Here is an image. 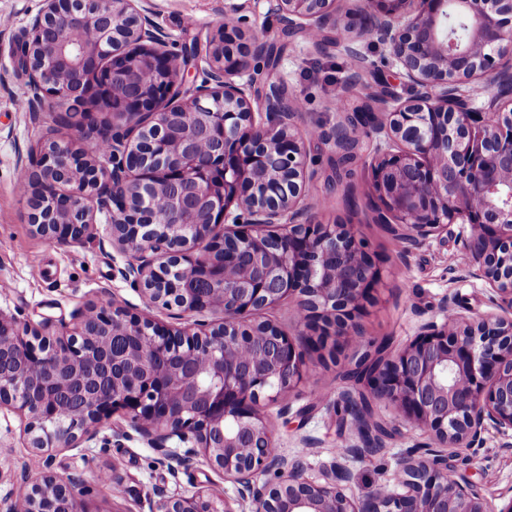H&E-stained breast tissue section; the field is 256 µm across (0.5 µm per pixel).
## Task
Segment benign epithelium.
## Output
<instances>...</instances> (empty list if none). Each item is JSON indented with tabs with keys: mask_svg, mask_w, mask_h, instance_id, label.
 <instances>
[{
	"mask_svg": "<svg viewBox=\"0 0 512 512\" xmlns=\"http://www.w3.org/2000/svg\"><path fill=\"white\" fill-rule=\"evenodd\" d=\"M267 2L316 49L328 32L347 34L341 46L356 71L366 67L362 39L385 48L413 94L387 88L371 100L378 222L411 246L468 225L467 270L493 292L496 311L448 307L400 347L364 342L361 318L381 271L354 225L313 224L303 204L309 147L317 139L340 156L335 133L302 128L283 83L257 85L247 44L198 38L177 55L134 0H44L18 54L34 90L27 106L35 119L45 98L111 111L101 126L86 118L94 153L112 152V167L71 141L40 142L30 223L65 245L91 236L100 213L130 256L122 275L148 303L223 318L172 330L113 303L90 305L72 333L54 336L46 320L0 313V410L23 418L29 448L48 457L94 441L117 415L150 446L173 449L172 471L200 454L237 486L235 503L219 489L161 491L158 512H494L448 474L441 449H475L490 429L512 447V0H357L359 32L334 0ZM485 74L493 89L478 107L471 82ZM269 152L280 159L271 184L259 176ZM158 158L168 222L193 214L183 239L144 209L146 166ZM205 239L208 253L194 255ZM286 298L295 334L241 321ZM343 343L358 348L347 373L360 377L341 397L383 401L430 440L426 453L401 459L393 483L357 498L344 492L350 473L337 461L305 476L276 451L265 420L302 385L312 355L333 361ZM82 496L79 481L46 474L3 512H87Z\"/></svg>",
	"mask_w": 512,
	"mask_h": 512,
	"instance_id": "1",
	"label": "benign epithelium"
}]
</instances>
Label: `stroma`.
Returning a JSON list of instances; mask_svg holds the SVG:
<instances>
[{"label":"stroma","mask_w":512,"mask_h":512,"mask_svg":"<svg viewBox=\"0 0 512 512\" xmlns=\"http://www.w3.org/2000/svg\"><path fill=\"white\" fill-rule=\"evenodd\" d=\"M42 6V0H0V312L20 323L52 318V330L59 333L73 325L78 308L114 301L132 314L147 312L165 326L180 327L184 319L179 310L147 308L140 292L121 276L127 257L113 245L110 225L98 223L94 237L52 248L28 222L29 202L38 187L20 179L18 155H30L48 137L73 139L88 152L97 139L93 130L62 126L56 112L43 113L35 122L17 106L18 101L28 100L29 91L15 74L12 54L27 40L28 22ZM138 6L154 10L159 25L180 47L223 32L225 8L239 7L240 30L259 34L278 50L274 70H267L261 56L250 58L251 68L273 73L288 86L302 108L303 125L309 128L328 129L345 120L349 109L376 91L378 82L397 87L402 97L411 94L401 86L385 49L366 39L361 50L370 70L346 99H338L350 73L344 52L330 47L321 53L303 37L283 38L280 24L262 0H139ZM357 137L366 149L358 154L349 174L338 180L331 176L330 146L312 144V177L306 194L312 223L356 225L379 262L382 279L377 300L362 319L367 340L390 336L398 345L409 342L423 323L441 320L450 303L475 314L490 311L488 289L463 275L464 249L458 238L442 235L408 248L386 225L374 222L368 202L374 135L362 127ZM349 196L357 199V209L346 206ZM353 351L350 345L342 348L334 363L310 362L303 385L286 396L288 415L270 408L268 423L280 453L300 459L310 474L333 461L344 464L353 475L350 490L358 495L369 487L392 483L400 458L425 445L427 437L414 424L394 418L379 402L375 410L390 432L382 450L373 455L346 454V447L357 444L359 438L350 418L337 414L336 404L347 387L342 365ZM502 442L496 431L485 433L473 453L474 464L465 467L459 461L471 454L468 449L445 451L449 466H460L495 512H507L512 506V449ZM48 470L80 480L89 512H157L162 489L196 491L216 485L228 497L237 495L235 485L204 459L174 473L162 452L138 434L122 437L108 427L90 447L59 450L49 459L36 455L26 446L18 416L0 413V501L15 497L26 482ZM117 487L122 497H114Z\"/></svg>","instance_id":"stroma-1"}]
</instances>
